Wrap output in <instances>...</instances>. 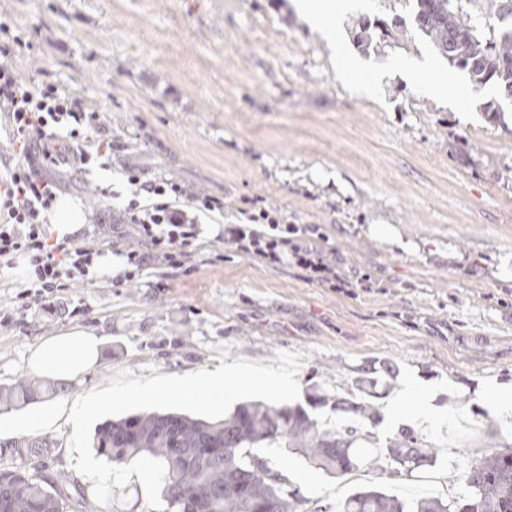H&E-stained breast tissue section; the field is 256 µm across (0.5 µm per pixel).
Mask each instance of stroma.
<instances>
[{"label":"stroma","mask_w":512,"mask_h":512,"mask_svg":"<svg viewBox=\"0 0 512 512\" xmlns=\"http://www.w3.org/2000/svg\"><path fill=\"white\" fill-rule=\"evenodd\" d=\"M413 0H353L337 32L313 29L298 0H0L27 46L24 80L52 84L97 112L113 145L104 167L49 169L60 197L88 220L79 242L122 256L131 225L111 212L126 194L124 173L162 176L223 198L224 213L201 220L186 269L160 260L143 275L94 276L59 293L56 313L18 314L23 264L0 272V385L29 375L44 337L80 328L100 339V359L66 389L0 413V440L27 436L25 422L54 415L37 433L56 444L50 469L73 473L66 415L75 398L118 372L138 378L216 370L222 359L276 365L302 353V388L362 397L384 415L380 436L415 426L440 450L442 483L391 476L332 478L304 459L262 449L301 494L339 505L375 486L412 502L455 485L491 444L512 445V412L494 402L512 389V105L488 122L495 87L470 91L465 107L435 99L403 70L425 61L450 67L416 30ZM391 36L361 50V17ZM379 78L344 80L329 40ZM280 211L318 225L323 250L370 289L339 291L307 271L238 256L217 237L240 210ZM387 224L398 241L372 231ZM417 393L422 415L395 401Z\"/></svg>","instance_id":"35a3bbf8"}]
</instances>
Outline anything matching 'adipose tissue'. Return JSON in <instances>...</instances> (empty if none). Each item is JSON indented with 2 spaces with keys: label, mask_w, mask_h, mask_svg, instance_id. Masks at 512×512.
<instances>
[{
  "label": "adipose tissue",
  "mask_w": 512,
  "mask_h": 512,
  "mask_svg": "<svg viewBox=\"0 0 512 512\" xmlns=\"http://www.w3.org/2000/svg\"><path fill=\"white\" fill-rule=\"evenodd\" d=\"M99 346L94 333L70 329L41 342L32 351L28 366L46 379H68L95 364Z\"/></svg>",
  "instance_id": "adipose-tissue-1"
}]
</instances>
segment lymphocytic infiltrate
Here are the masks:
<instances>
[{
	"mask_svg": "<svg viewBox=\"0 0 512 512\" xmlns=\"http://www.w3.org/2000/svg\"><path fill=\"white\" fill-rule=\"evenodd\" d=\"M24 45L10 20H0V114L19 155L8 177L0 181V267L13 266L19 258L26 261L24 289L18 295L26 309L73 283L89 281L100 255L99 250L76 245L71 237L51 235L47 216L59 185L40 176L28 163L30 152H37L46 166L85 165L95 156L110 157L112 144L99 141L92 154L61 149L57 131H68L74 139L97 132L98 115L80 109L75 99L55 86L38 87L23 81L14 59ZM128 181L134 191L121 219L134 225L141 246L127 249L124 256L137 272L157 258L182 265L197 247L201 234L198 213L224 209L222 198L188 192L168 179L145 181L132 171ZM313 233L311 225L287 224L277 213L266 210L249 215L247 223L225 225L223 238L236 253L266 266L291 263L306 270L311 281L334 288L351 287V280L313 244Z\"/></svg>",
	"mask_w": 512,
	"mask_h": 512,
	"instance_id": "f902f5d3",
	"label": "lymphocytic infiltrate"
}]
</instances>
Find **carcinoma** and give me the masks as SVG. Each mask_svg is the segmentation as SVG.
Listing matches in <instances>:
<instances>
[{
  "instance_id": "cac0c4a2",
  "label": "carcinoma",
  "mask_w": 512,
  "mask_h": 512,
  "mask_svg": "<svg viewBox=\"0 0 512 512\" xmlns=\"http://www.w3.org/2000/svg\"><path fill=\"white\" fill-rule=\"evenodd\" d=\"M414 24L448 64L469 75L475 89L488 84L500 95L512 89V0H414ZM497 21V35L483 38L480 28ZM383 26L363 18L355 33L358 46L372 44ZM57 389L34 377L0 385V407L25 406ZM312 408L350 413L352 425L328 427L300 405L250 402L222 419L205 420L178 411H143L109 420L93 436L98 455L117 466L145 455L163 461L164 512H251L275 501L277 512H512V450L491 447L460 472L459 496L420 499L411 504L375 487L359 488L332 510L308 500L292 487L288 474L275 469L259 448L300 455L311 467L343 478L386 464L392 474L423 475L436 465L438 450L422 443L411 427L378 437L380 411L338 394L309 395ZM55 451L47 437L0 441V508L4 512H92L84 488L64 472L36 474Z\"/></svg>"
}]
</instances>
